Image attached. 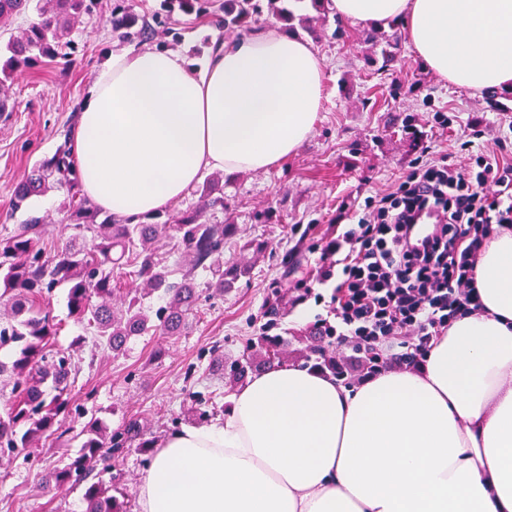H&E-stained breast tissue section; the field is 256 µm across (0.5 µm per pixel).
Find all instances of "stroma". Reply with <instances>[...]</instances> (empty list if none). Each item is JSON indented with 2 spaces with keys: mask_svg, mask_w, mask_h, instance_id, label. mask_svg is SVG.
Listing matches in <instances>:
<instances>
[{
  "mask_svg": "<svg viewBox=\"0 0 512 512\" xmlns=\"http://www.w3.org/2000/svg\"><path fill=\"white\" fill-rule=\"evenodd\" d=\"M198 25L186 17L175 34L126 41L94 18L75 33L77 48L69 60H46L15 73L13 110L0 116V234L33 212L61 228L69 210L66 191L49 188L32 199L29 209L16 211L13 189L37 161L63 145L80 92L108 53L150 45L199 60L209 38L198 33ZM341 26L364 30L360 23L339 24L332 14L302 35L328 74L327 99L312 137L269 170L225 177L224 206L207 217L229 227L224 262L247 264L250 273L224 295L201 297L185 335L139 336L123 354L112 355L93 337L82 336L67 316L64 289H55L50 308L64 327L53 345L70 355L77 370L71 391L75 412L68 426L95 417L113 430L135 415L160 443L197 394L210 398L211 418L223 417L231 391L206 373L198 355L217 344L225 357H241L255 340V327L266 323V306L274 298L281 312L274 331L288 341L289 363L303 365L316 343L314 321L321 308L314 299L301 303L297 297L312 279L322 247L351 223L355 208L411 171L424 151L464 161L469 153L463 144L474 131L489 140L512 123V94L448 83L417 60L401 25L374 26L373 44L337 37ZM391 35L396 59L386 67L377 42ZM445 116L453 120L446 128L440 125ZM160 345L165 356L151 360V351ZM76 451V442L49 438L40 441L30 461L0 459V512H82L78 491L50 489L41 482L44 471Z\"/></svg>",
  "mask_w": 512,
  "mask_h": 512,
  "instance_id": "1",
  "label": "stroma"
}]
</instances>
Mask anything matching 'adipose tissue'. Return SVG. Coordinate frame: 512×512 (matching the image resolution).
Here are the masks:
<instances>
[{
    "label": "adipose tissue",
    "mask_w": 512,
    "mask_h": 512,
    "mask_svg": "<svg viewBox=\"0 0 512 512\" xmlns=\"http://www.w3.org/2000/svg\"><path fill=\"white\" fill-rule=\"evenodd\" d=\"M343 20L403 25L420 60L476 92L512 91V0H333ZM328 75L277 29L204 60L110 52L79 100L81 189L115 219L188 195L205 170L261 171L315 130ZM472 277L481 306L421 365L345 386L288 363L253 375L223 418L156 448L141 512H512V230L492 227Z\"/></svg>",
    "instance_id": "1"
}]
</instances>
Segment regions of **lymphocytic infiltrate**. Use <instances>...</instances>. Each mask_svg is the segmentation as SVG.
<instances>
[{"label": "lymphocytic infiltrate", "mask_w": 512, "mask_h": 512, "mask_svg": "<svg viewBox=\"0 0 512 512\" xmlns=\"http://www.w3.org/2000/svg\"><path fill=\"white\" fill-rule=\"evenodd\" d=\"M511 139L502 132L464 165L444 155L418 162L323 247L315 281L333 290L315 294L325 305L315 326L364 355L370 374L417 368L451 320L477 308L470 272L480 240L491 226L512 228V163L504 159ZM424 211L438 222L420 242L412 228Z\"/></svg>", "instance_id": "f902f5d3"}]
</instances>
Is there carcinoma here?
<instances>
[{
    "label": "carcinoma",
    "mask_w": 512,
    "mask_h": 512,
    "mask_svg": "<svg viewBox=\"0 0 512 512\" xmlns=\"http://www.w3.org/2000/svg\"><path fill=\"white\" fill-rule=\"evenodd\" d=\"M98 5L99 0H0V36L9 33L4 44L7 57L0 64V112L9 111L14 73L75 49L73 33L98 13ZM215 6L224 13L219 22L226 30L259 13L254 0H162L171 17L199 18ZM20 18L24 23L19 25ZM132 20L128 0H120L105 18L123 39L157 35L147 23L131 31ZM51 183L74 195L80 188L67 148L41 161L15 186L14 209H21ZM200 198L198 209L151 224L101 220L99 210L79 200L67 217L61 242L50 252L43 248L44 240L53 235L45 216L32 215L0 234V348L9 346L12 351L9 358L0 359V456L17 457L44 436L72 435L79 454L46 472L43 482L81 491L83 512H133L135 502L117 482L109 488L93 471L100 464L112 467L132 448L148 452L153 442L134 416L111 432L97 418L86 421L76 434L65 426L75 372L70 357L51 344L61 322L51 313L50 296L57 288L65 289L69 316L93 330L96 344L114 355L123 353L132 338L151 331L182 335L203 292L221 296L249 274L237 264L224 267L226 225L212 224L205 217L207 211L224 207V176H211ZM164 239L176 241L188 257L179 279L159 257L158 244ZM116 269L126 270L140 286L123 290ZM200 275L205 276L202 282ZM285 346L281 336H262L251 345L252 352L227 367L215 346L208 370L218 372L221 380L227 374L237 383L251 371L282 362Z\"/></svg>",
    "instance_id": "cac0c4a2"
}]
</instances>
